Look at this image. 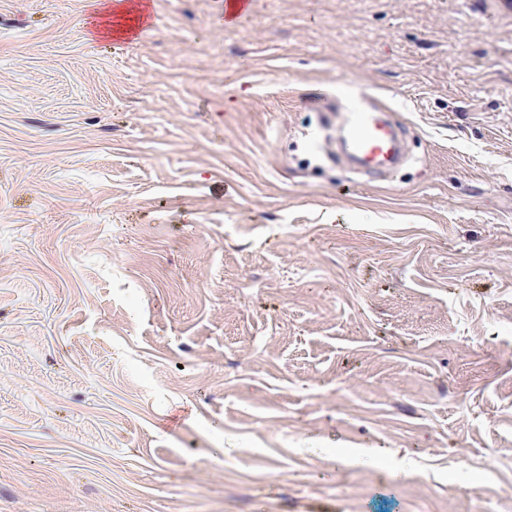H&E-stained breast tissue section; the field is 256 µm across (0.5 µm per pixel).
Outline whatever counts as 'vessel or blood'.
<instances>
[{"label":"vessel or blood","instance_id":"1","mask_svg":"<svg viewBox=\"0 0 512 512\" xmlns=\"http://www.w3.org/2000/svg\"><path fill=\"white\" fill-rule=\"evenodd\" d=\"M154 27L151 16L144 12L130 14L125 31L116 36V44H128L143 38ZM351 113L340 139L345 160L371 174H381L396 166L404 151L401 128L390 117L385 103L370 102L360 96L349 100Z\"/></svg>","mask_w":512,"mask_h":512}]
</instances>
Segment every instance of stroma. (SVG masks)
<instances>
[{
	"label": "stroma",
	"mask_w": 512,
	"mask_h": 512,
	"mask_svg": "<svg viewBox=\"0 0 512 512\" xmlns=\"http://www.w3.org/2000/svg\"><path fill=\"white\" fill-rule=\"evenodd\" d=\"M98 2L0 0V512H512V21ZM128 20H113V23L121 22L125 28V32L116 36L114 44L122 45L135 42L143 38L154 27V22L151 16L144 11L133 12L128 16ZM351 113L340 139L345 160L370 174H381L396 166L404 151L401 128L391 119L390 107L353 95Z\"/></svg>",
	"instance_id": "stroma-1"
}]
</instances>
